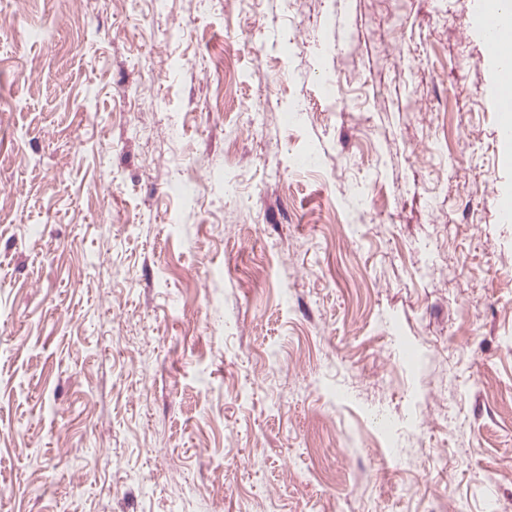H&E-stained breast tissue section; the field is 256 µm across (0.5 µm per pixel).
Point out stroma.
I'll return each mask as SVG.
<instances>
[{"instance_id":"1","label":"stroma","mask_w":512,"mask_h":512,"mask_svg":"<svg viewBox=\"0 0 512 512\" xmlns=\"http://www.w3.org/2000/svg\"><path fill=\"white\" fill-rule=\"evenodd\" d=\"M466 0H0V512H512V160Z\"/></svg>"}]
</instances>
